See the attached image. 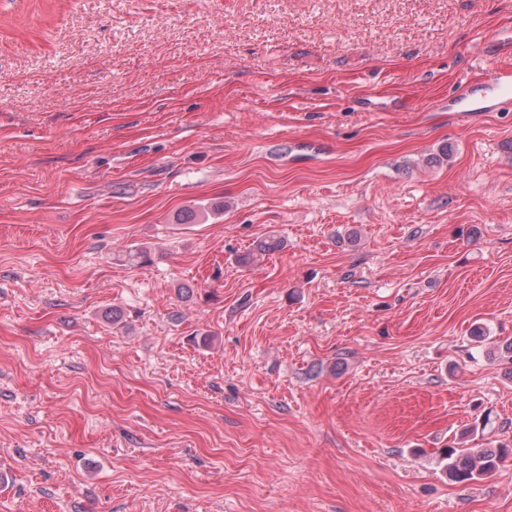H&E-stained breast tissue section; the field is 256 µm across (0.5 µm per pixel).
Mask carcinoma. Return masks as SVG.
<instances>
[{
  "label": "carcinoma",
  "instance_id": "cac0c4a2",
  "mask_svg": "<svg viewBox=\"0 0 512 512\" xmlns=\"http://www.w3.org/2000/svg\"><path fill=\"white\" fill-rule=\"evenodd\" d=\"M487 355L512 362V339L494 344ZM443 473L454 483H469L490 477L498 472L507 457H512V447L498 444L487 448H462L455 444L439 451Z\"/></svg>",
  "mask_w": 512,
  "mask_h": 512
}]
</instances>
